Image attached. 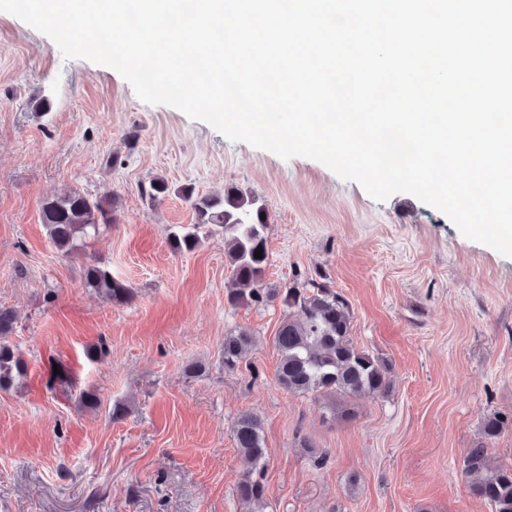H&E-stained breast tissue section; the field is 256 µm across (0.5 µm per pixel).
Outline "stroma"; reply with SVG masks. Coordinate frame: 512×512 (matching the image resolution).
<instances>
[{
	"label": "stroma",
	"instance_id": "obj_1",
	"mask_svg": "<svg viewBox=\"0 0 512 512\" xmlns=\"http://www.w3.org/2000/svg\"><path fill=\"white\" fill-rule=\"evenodd\" d=\"M41 99L48 111H35ZM156 179L169 191L153 200L144 190ZM184 187H235L265 207L268 287L325 274L350 303L354 340L392 362L388 396L332 422L277 385L286 310L228 307L223 236L171 250L173 227L196 221ZM71 188L115 199L120 221L65 256L40 211ZM91 257L130 285L131 302L84 288ZM0 306L17 313L12 342L28 365L23 384L0 391V512H245L237 486L248 464L232 433L244 411L263 425L266 512H490L460 462L492 415L511 423L486 443L490 464L512 468V258L411 194L376 202L316 160L145 103L116 70L64 58L2 11ZM238 328L256 344L249 365L228 372L224 337ZM102 341L108 356L89 359ZM55 359L71 373L68 391L44 386ZM192 363L201 375H187ZM84 389L96 408L78 409ZM118 401L131 413L116 422ZM303 437L326 452L324 467Z\"/></svg>",
	"mask_w": 512,
	"mask_h": 512
}]
</instances>
